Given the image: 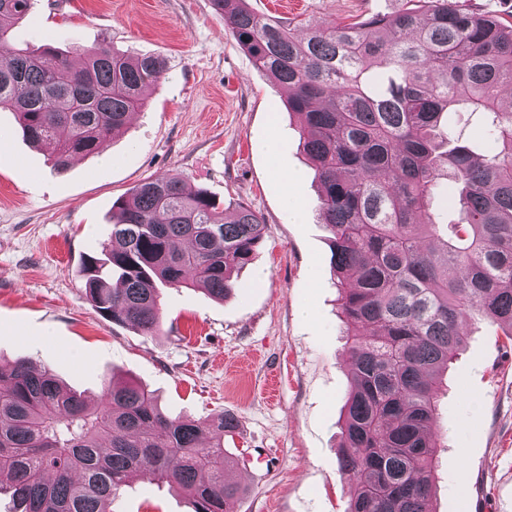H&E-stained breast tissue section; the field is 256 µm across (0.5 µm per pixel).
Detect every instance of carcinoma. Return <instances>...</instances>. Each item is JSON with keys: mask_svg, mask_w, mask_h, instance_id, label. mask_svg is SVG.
Here are the masks:
<instances>
[{"mask_svg": "<svg viewBox=\"0 0 512 512\" xmlns=\"http://www.w3.org/2000/svg\"><path fill=\"white\" fill-rule=\"evenodd\" d=\"M34 0H0V109L29 142L68 168L124 129L162 58L108 45L70 51L50 39L13 43ZM348 24L260 15L247 0H211L253 61L288 92V111L320 185L352 387L339 463L353 484L348 512H434L432 434L441 374L480 316L512 341V24L456 0H425ZM477 116L494 152L479 157L455 117ZM448 180L458 220L431 209ZM264 224L224 208L178 176L147 179L112 205V224L82 264L83 294L115 325L161 326L160 290L196 285L222 301L250 264ZM234 417H171L132 380H103L92 404L26 360L0 367V491L14 512H110L137 477L186 494L192 512H229L225 478Z\"/></svg>", "mask_w": 512, "mask_h": 512, "instance_id": "carcinoma-1", "label": "carcinoma"}]
</instances>
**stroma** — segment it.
<instances>
[{"label":"stroma","mask_w":512,"mask_h":512,"mask_svg":"<svg viewBox=\"0 0 512 512\" xmlns=\"http://www.w3.org/2000/svg\"><path fill=\"white\" fill-rule=\"evenodd\" d=\"M259 13L323 25L395 11L402 0H249ZM17 42L106 44L166 63L143 112L101 155L59 173L11 112H0V361L51 368L100 396L107 376L134 378L164 412L233 416L229 453L267 449L257 479L233 466L235 512H347L352 483L338 458L349 359L318 187L287 92L253 65L210 0H36ZM251 207L264 224L251 264L224 301L197 287L163 289L154 336L119 326L86 300L81 260L112 221V203L145 179ZM302 208L283 221L284 200ZM444 377L434 435L442 448L435 512H512V343L488 321L464 325ZM284 383L265 399L270 372ZM112 512H192L167 486L136 479Z\"/></svg>","instance_id":"stroma-1"}]
</instances>
